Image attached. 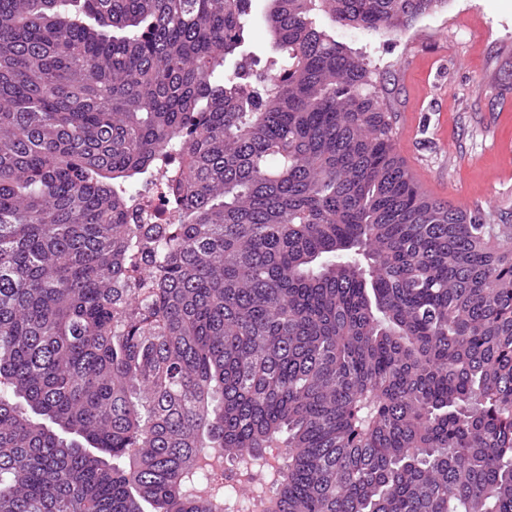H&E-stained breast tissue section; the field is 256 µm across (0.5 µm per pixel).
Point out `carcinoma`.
<instances>
[{
	"label": "carcinoma",
	"mask_w": 512,
	"mask_h": 512,
	"mask_svg": "<svg viewBox=\"0 0 512 512\" xmlns=\"http://www.w3.org/2000/svg\"><path fill=\"white\" fill-rule=\"evenodd\" d=\"M445 2L0 0V512H219L202 454L269 448L281 512H512V224L416 187L326 30ZM244 54L254 55L260 62L254 67L257 70L267 71L269 57L274 56L269 48L266 31L262 27H250L245 32V43L242 47ZM149 186L137 188L130 198V224H175L167 180L157 176Z\"/></svg>",
	"instance_id": "carcinoma-1"
}]
</instances>
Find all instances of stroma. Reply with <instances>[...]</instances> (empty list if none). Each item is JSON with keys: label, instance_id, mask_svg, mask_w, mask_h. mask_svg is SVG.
Instances as JSON below:
<instances>
[{"label": "stroma", "instance_id": "1", "mask_svg": "<svg viewBox=\"0 0 512 512\" xmlns=\"http://www.w3.org/2000/svg\"><path fill=\"white\" fill-rule=\"evenodd\" d=\"M332 34L373 71L419 187L512 224V0H448L398 33Z\"/></svg>", "mask_w": 512, "mask_h": 512}]
</instances>
